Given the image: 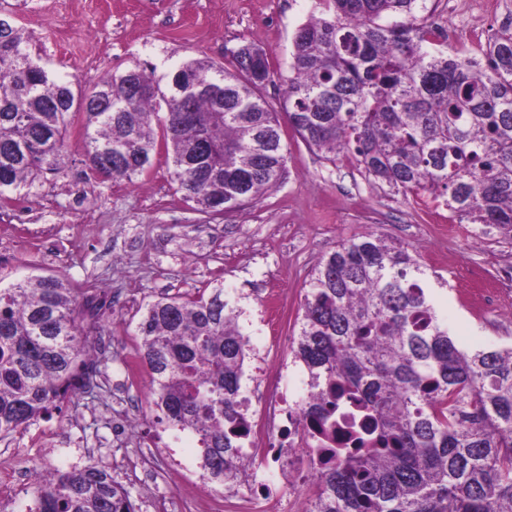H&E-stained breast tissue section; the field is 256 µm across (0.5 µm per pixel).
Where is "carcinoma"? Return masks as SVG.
Here are the masks:
<instances>
[{
  "label": "carcinoma",
  "mask_w": 512,
  "mask_h": 512,
  "mask_svg": "<svg viewBox=\"0 0 512 512\" xmlns=\"http://www.w3.org/2000/svg\"><path fill=\"white\" fill-rule=\"evenodd\" d=\"M295 35L283 103L292 128L325 156L352 155L393 194L445 198L459 221L512 234V33L488 63L448 54L418 0H319ZM403 17L398 22L396 18ZM155 77L138 64L90 92L52 74L31 37L0 29V195L66 171L69 117L84 116L95 169L132 180L158 147L194 210L259 202L286 172L278 112L263 95L265 50L232 51ZM417 251L374 231L340 242L311 270L291 353L307 374L301 415L326 426L358 408L360 436L332 448L306 512H512V346L459 348L430 296ZM239 298L163 296L135 332L150 374L153 425L193 437L205 484L238 490L247 469L241 391L248 358ZM103 307L65 276L0 287V438L80 394L107 368ZM30 512H134L104 468L33 472Z\"/></svg>",
  "instance_id": "obj_1"
}]
</instances>
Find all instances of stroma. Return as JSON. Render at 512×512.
<instances>
[{
	"mask_svg": "<svg viewBox=\"0 0 512 512\" xmlns=\"http://www.w3.org/2000/svg\"><path fill=\"white\" fill-rule=\"evenodd\" d=\"M318 12V0H28L24 7L0 0V19L29 34L46 66L81 87L136 63L160 74L188 58L228 66L232 51L252 43L269 54L264 94L274 105L282 100L294 35ZM279 120L288 145L283 182L261 203L222 215L193 211L161 155L131 182L102 179L79 160L64 175H44L33 188L0 198V282L62 274L112 299L98 315L111 359L101 393L64 403L0 440V458L16 454L30 462L29 471L16 474L11 494L0 498V512H24L31 503L33 469L92 463L120 480L124 474L112 461L123 453L149 463L144 479L129 482L133 495L145 501L149 488H157L168 512H182L189 492L168 482L167 474L175 461L195 460L197 450L168 434L155 438L150 377L143 367L127 368L146 305L164 295H194L220 282L242 294V306L254 317L262 311L256 293L279 290L288 322L281 334L264 332L253 342L283 362L292 357L314 264L340 241L374 231L411 244L447 280V288L433 289L432 300L459 347L512 345V317L479 310L468 276L480 267L512 309V282L501 280L512 267V238L483 235L476 225L455 220L441 231L442 199L392 194L368 181L353 157L327 160L295 134L287 115ZM117 412L139 424L120 447L110 426Z\"/></svg>",
	"mask_w": 512,
	"mask_h": 512,
	"instance_id": "obj_1",
	"label": "stroma"
}]
</instances>
